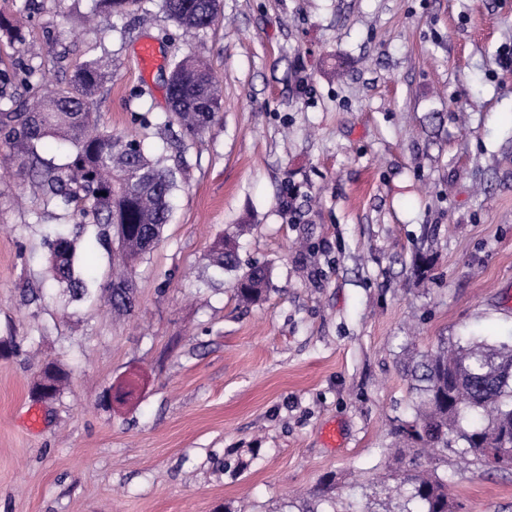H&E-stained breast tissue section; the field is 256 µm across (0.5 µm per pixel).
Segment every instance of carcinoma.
I'll list each match as a JSON object with an SVG mask.
<instances>
[{
  "instance_id": "cac0c4a2",
  "label": "carcinoma",
  "mask_w": 512,
  "mask_h": 512,
  "mask_svg": "<svg viewBox=\"0 0 512 512\" xmlns=\"http://www.w3.org/2000/svg\"><path fill=\"white\" fill-rule=\"evenodd\" d=\"M93 10L123 16L132 10L150 15L148 0H93ZM167 18L187 31L214 24L221 0H163ZM0 34L26 45L23 25L0 12ZM109 51L87 57L70 75L65 89L52 91L33 82L36 69L26 66L0 77L33 91L22 103L0 102V156L15 164L34 200L62 213L68 224L47 228L45 244L52 279L67 303L100 297L91 270L80 266L79 251L114 245L126 275L103 288L117 311L134 308L133 273L160 242L168 224L170 197L176 172L161 165L144 133L114 134L100 128L93 111L109 79L105 61ZM173 111L164 127L178 126L180 134L195 138L205 132L221 110L223 98L212 68L192 52L174 55L169 72ZM217 274L237 269L233 237L218 240L209 254ZM270 284V270L254 265L236 278L238 301H260ZM406 375L416 392L412 419L401 422L403 441L433 463L438 455L463 443L461 454L481 458L475 445L512 428V342L490 344L460 336L418 355ZM68 375L53 362L44 366L34 383L48 385L47 399L61 395ZM401 512H448V488L436 473L419 469L406 478Z\"/></svg>"
}]
</instances>
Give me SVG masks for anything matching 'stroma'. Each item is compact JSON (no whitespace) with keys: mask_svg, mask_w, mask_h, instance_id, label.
Returning a JSON list of instances; mask_svg holds the SVG:
<instances>
[{"mask_svg":"<svg viewBox=\"0 0 512 512\" xmlns=\"http://www.w3.org/2000/svg\"><path fill=\"white\" fill-rule=\"evenodd\" d=\"M44 3L25 28L39 57L0 39V72L31 61L63 85L104 43L103 125L134 134L148 116L180 173L128 315L96 299L69 315L49 296L40 206L21 175L0 178V338L20 346L0 356V512H399L405 362L512 337V0H221L194 33L162 0L148 19ZM74 10L76 36L58 19ZM145 41L160 58L147 74ZM189 51L224 107L178 144L164 77ZM227 233L240 267L271 268L263 303L239 305L235 272L214 274ZM50 360L69 384L41 402ZM134 374L137 398L109 406ZM435 468L459 512H512V470L455 451Z\"/></svg>","mask_w":512,"mask_h":512,"instance_id":"obj_1","label":"stroma"}]
</instances>
